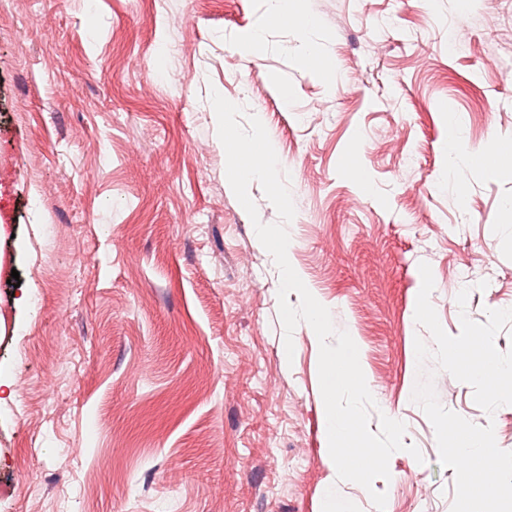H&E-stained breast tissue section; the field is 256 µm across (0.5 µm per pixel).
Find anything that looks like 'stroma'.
Listing matches in <instances>:
<instances>
[{
	"mask_svg": "<svg viewBox=\"0 0 512 512\" xmlns=\"http://www.w3.org/2000/svg\"><path fill=\"white\" fill-rule=\"evenodd\" d=\"M6 6L0 512H376L326 450L308 324L283 362L279 272L228 183L214 90L277 146L290 262L359 349L371 431L406 426L374 482L386 512H451L454 471L411 399L414 340L433 341L419 265L448 334L512 308V171L489 162L512 149V0ZM425 368L512 451V405L487 414Z\"/></svg>",
	"mask_w": 512,
	"mask_h": 512,
	"instance_id": "1",
	"label": "stroma"
}]
</instances>
